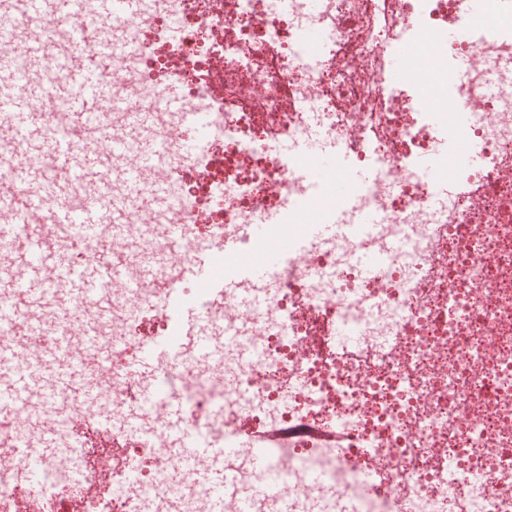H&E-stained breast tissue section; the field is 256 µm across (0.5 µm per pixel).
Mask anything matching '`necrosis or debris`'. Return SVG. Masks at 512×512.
Wrapping results in <instances>:
<instances>
[{"label": "necrosis or debris", "mask_w": 512, "mask_h": 512, "mask_svg": "<svg viewBox=\"0 0 512 512\" xmlns=\"http://www.w3.org/2000/svg\"><path fill=\"white\" fill-rule=\"evenodd\" d=\"M101 24L21 13L0 22V46ZM473 24L469 0H153L115 77L165 146L181 137L169 85L209 118L203 151L153 174L176 188L167 217L188 247L257 221L284 234L279 218L300 202L347 224L368 210L382 220L294 250L259 306L226 296L223 359L146 375L129 364L167 328L158 286L173 261L163 225H132L125 248L147 274L113 289L112 318L95 327L109 362L82 358L109 402L66 400L61 451L43 444L40 399L0 415V512H209L166 444L167 391L196 434L236 450L226 512H512V0H490L482 41ZM404 50L424 67L393 70ZM311 136L336 154L346 198L294 175L290 152ZM424 156L447 172L445 195ZM362 166L377 178L359 186ZM366 256L381 260L369 275ZM102 413L108 448L95 444ZM259 442L260 471L248 465ZM20 448L37 483L14 463Z\"/></svg>", "instance_id": "1"}]
</instances>
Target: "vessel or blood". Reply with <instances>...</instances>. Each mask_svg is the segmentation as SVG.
<instances>
[{"mask_svg": "<svg viewBox=\"0 0 512 512\" xmlns=\"http://www.w3.org/2000/svg\"><path fill=\"white\" fill-rule=\"evenodd\" d=\"M151 0H0V19L23 12L45 17H69L90 11L108 20L105 28L82 31L78 44H48L17 32L12 47L0 50V131L10 132L11 150L0 154V240H16L24 251L8 273H0V329L26 319L29 335H38L50 316L69 320L89 301L108 306L114 288H132L137 277L120 260L113 246L123 245L134 217L148 223L162 220L171 186L158 181L145 185L148 171L164 168L169 152L153 136V116L128 110L125 99L114 96L104 73L116 60L117 34L112 25L143 17ZM127 109L129 132L136 142V164L123 163L126 138L111 133L113 110ZM181 124L189 136L178 147L189 152L209 134L206 114L183 109ZM334 162H321L317 151H307L300 175L315 181L334 173ZM47 206L46 222L35 212ZM375 213L363 214L357 224H329L322 217L290 229L300 239H329L355 230L371 231ZM287 240H273L264 224H250L242 237L222 236L186 254L174 277L164 286L163 309L173 332L140 351L144 368L166 363L178 370L184 350L203 358H217L223 343L212 336V310L241 280L264 285L275 267L288 255ZM63 278L72 303L60 306L52 296L56 278ZM194 285L184 294L181 284ZM57 352L44 354L34 366L22 364L17 343L0 340V371L10 382L0 387V413L14 414L34 395H41L48 444L61 437L53 418L63 409L65 397L80 389V364H61ZM165 431L180 436V459L197 465L201 456L219 457L220 468L204 471L201 483L209 496L211 512H224V495L230 489L228 467L233 449L210 448L186 425L181 399L166 397Z\"/></svg>", "mask_w": 512, "mask_h": 512, "instance_id": "b4317fda", "label": "vessel or blood"}]
</instances>
